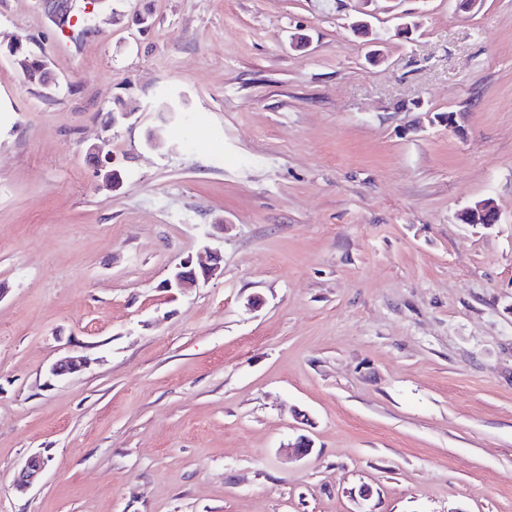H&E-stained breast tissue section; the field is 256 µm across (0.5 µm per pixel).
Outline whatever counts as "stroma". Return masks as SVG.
<instances>
[{
  "mask_svg": "<svg viewBox=\"0 0 512 512\" xmlns=\"http://www.w3.org/2000/svg\"><path fill=\"white\" fill-rule=\"evenodd\" d=\"M0 512H512V0H0ZM465 224L491 226L498 221V212L494 204L489 200H480L463 210L459 215ZM206 249L211 253L210 263H196L190 256L181 260L165 281V288H175L182 292L196 287L201 280L206 282L221 275L217 252ZM47 465L45 460L40 455L31 456L22 467L18 475L16 476L13 487L18 492H25L38 476L44 471Z\"/></svg>",
  "mask_w": 512,
  "mask_h": 512,
  "instance_id": "obj_1",
  "label": "stroma"
}]
</instances>
